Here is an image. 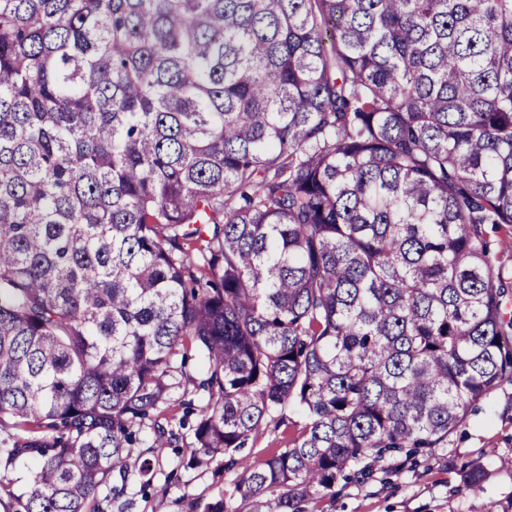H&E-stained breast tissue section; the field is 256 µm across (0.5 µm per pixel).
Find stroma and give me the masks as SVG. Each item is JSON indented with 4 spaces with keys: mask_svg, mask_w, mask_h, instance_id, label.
<instances>
[{
    "mask_svg": "<svg viewBox=\"0 0 512 512\" xmlns=\"http://www.w3.org/2000/svg\"><path fill=\"white\" fill-rule=\"evenodd\" d=\"M176 447L153 458L152 485L166 495V512H186V498L207 505L224 497L228 477L213 470L191 469L186 462L192 433L182 428ZM512 458V381L502 382L477 401L465 423L448 437V445L406 459L395 454L373 467L367 478L341 483L335 499L311 503L312 512H512V470L500 459ZM486 471L474 490L465 474ZM144 498L140 480L131 477L124 503H107L105 512H154L157 501Z\"/></svg>",
    "mask_w": 512,
    "mask_h": 512,
    "instance_id": "stroma-1",
    "label": "stroma"
}]
</instances>
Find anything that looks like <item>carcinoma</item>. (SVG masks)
Here are the masks:
<instances>
[{
    "instance_id": "cac0c4a2",
    "label": "carcinoma",
    "mask_w": 512,
    "mask_h": 512,
    "mask_svg": "<svg viewBox=\"0 0 512 512\" xmlns=\"http://www.w3.org/2000/svg\"><path fill=\"white\" fill-rule=\"evenodd\" d=\"M486 224L512 0H0V512H101L174 407L206 512L446 447L512 379ZM292 423L297 425L294 426ZM304 423V419L290 411L288 419L278 428L274 429L273 424H271L269 428L251 438L243 454L252 459H264L269 455L272 448L288 446V435L299 429Z\"/></svg>"
}]
</instances>
